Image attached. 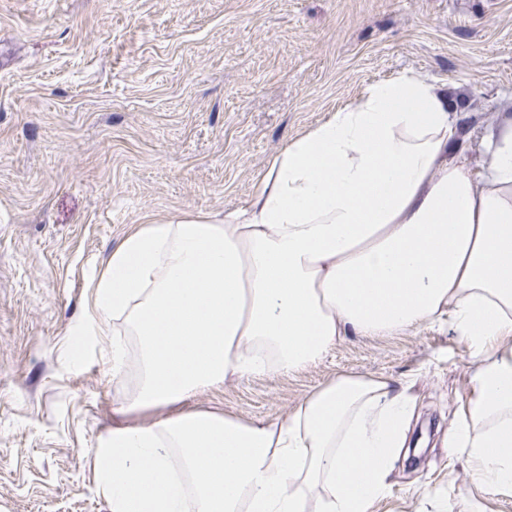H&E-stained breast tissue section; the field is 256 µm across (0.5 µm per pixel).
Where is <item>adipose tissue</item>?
<instances>
[{
    "label": "adipose tissue",
    "mask_w": 512,
    "mask_h": 512,
    "mask_svg": "<svg viewBox=\"0 0 512 512\" xmlns=\"http://www.w3.org/2000/svg\"><path fill=\"white\" fill-rule=\"evenodd\" d=\"M498 113L476 177L439 86L369 84L271 157L246 209L121 240L72 331L85 348L111 334L130 384L95 450L112 512H370L405 446L402 385L341 375L276 421L184 403L445 317L478 363L448 446L479 487L512 491V97ZM160 406L171 416L131 423Z\"/></svg>",
    "instance_id": "ef3b65f1"
}]
</instances>
